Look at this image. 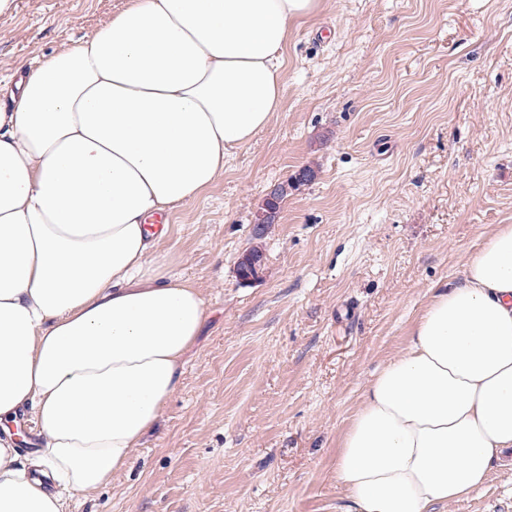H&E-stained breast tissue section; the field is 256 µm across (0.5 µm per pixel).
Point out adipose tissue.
Returning a JSON list of instances; mask_svg holds the SVG:
<instances>
[{
	"mask_svg": "<svg viewBox=\"0 0 512 512\" xmlns=\"http://www.w3.org/2000/svg\"><path fill=\"white\" fill-rule=\"evenodd\" d=\"M318 0H129L0 106V512H66L125 470L205 303L154 216L271 121L290 27ZM336 458L346 512H436L512 448V224L436 282ZM32 415L42 441L21 453Z\"/></svg>",
	"mask_w": 512,
	"mask_h": 512,
	"instance_id": "1",
	"label": "adipose tissue"
}]
</instances>
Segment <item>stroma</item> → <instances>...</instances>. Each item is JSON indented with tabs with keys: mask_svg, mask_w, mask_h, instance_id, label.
<instances>
[{
	"mask_svg": "<svg viewBox=\"0 0 512 512\" xmlns=\"http://www.w3.org/2000/svg\"><path fill=\"white\" fill-rule=\"evenodd\" d=\"M126 0H17L0 80L73 45ZM305 166L236 265L269 187ZM158 252L205 300L180 385L108 487L68 512H341L340 441L436 281L512 224V0H318L283 51L270 124ZM439 512H512V449Z\"/></svg>",
	"mask_w": 512,
	"mask_h": 512,
	"instance_id": "35a3bbf8",
	"label": "stroma"
}]
</instances>
